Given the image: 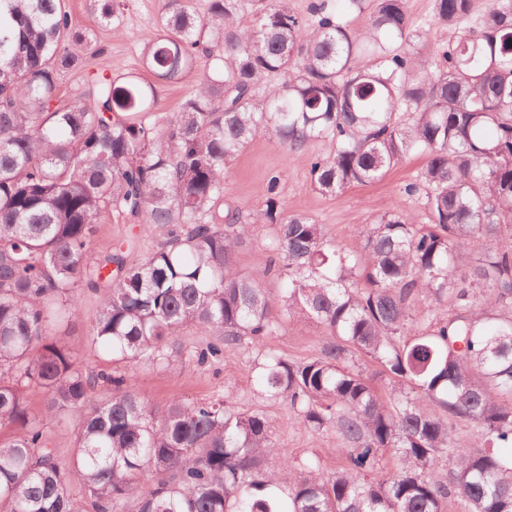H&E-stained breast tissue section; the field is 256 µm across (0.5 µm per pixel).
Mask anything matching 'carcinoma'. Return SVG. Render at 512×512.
<instances>
[{
  "mask_svg": "<svg viewBox=\"0 0 512 512\" xmlns=\"http://www.w3.org/2000/svg\"><path fill=\"white\" fill-rule=\"evenodd\" d=\"M345 5L320 0L301 18L286 0H210L203 14L168 0L144 39L147 69L166 81L200 55L211 65L160 125L155 85L140 77L60 95L59 75L86 66L78 46L90 43L64 0H0V429L15 431L0 439V512H447L451 500L512 512V0H491L427 59L412 49L406 0ZM123 10L96 4L102 24ZM470 10L435 0L425 25ZM353 14L365 22L351 26ZM262 137L290 151L326 142L309 168L321 195L424 156L404 193L424 194L430 224L390 207L345 249L312 218L281 216L274 180L242 222L219 208L224 169ZM114 211L162 236L137 265L120 245L92 249ZM254 223L272 225V255L264 274L243 275L236 257ZM100 289L89 336L114 364L168 366L187 328L222 341L193 351L204 366L229 345L262 350L286 314L320 323L336 338L321 356L266 353L257 381L306 429L336 431L343 465L328 474L310 458L296 481L262 412L220 395L159 409L123 376L81 368L47 340L49 325ZM358 354L392 378L389 397ZM35 392L40 418L28 412ZM56 417L74 426L65 460L44 431ZM457 421L472 428L469 448ZM387 452L395 470L367 479Z\"/></svg>",
  "mask_w": 512,
  "mask_h": 512,
  "instance_id": "obj_1",
  "label": "carcinoma"
}]
</instances>
